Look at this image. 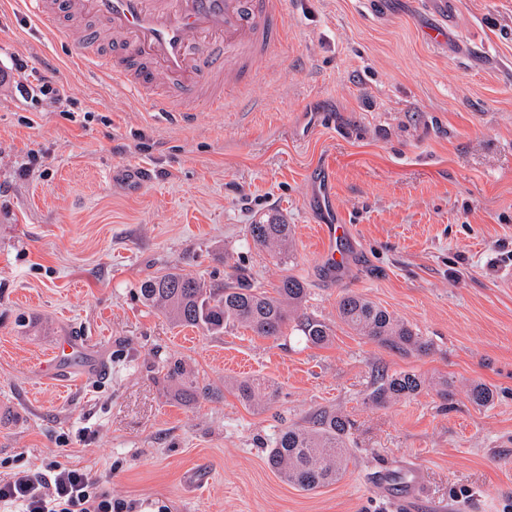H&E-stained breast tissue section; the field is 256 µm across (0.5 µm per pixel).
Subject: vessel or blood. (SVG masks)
Listing matches in <instances>:
<instances>
[{
	"label": "vessel or blood",
	"instance_id": "1",
	"mask_svg": "<svg viewBox=\"0 0 512 512\" xmlns=\"http://www.w3.org/2000/svg\"><path fill=\"white\" fill-rule=\"evenodd\" d=\"M39 27L79 16L89 29L79 68L118 90L149 97L159 116L188 119L198 103L223 107L240 83L256 81L257 60L283 37L278 0H23ZM328 266L343 265V224L324 227Z\"/></svg>",
	"mask_w": 512,
	"mask_h": 512
}]
</instances>
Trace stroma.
Wrapping results in <instances>:
<instances>
[{"label": "stroma", "instance_id": "stroma-1", "mask_svg": "<svg viewBox=\"0 0 512 512\" xmlns=\"http://www.w3.org/2000/svg\"><path fill=\"white\" fill-rule=\"evenodd\" d=\"M282 2L268 76L242 104L201 103L172 126L75 67L84 20L36 31L0 0V63L21 58L67 90L36 102L0 85V477L55 457L96 472L130 512H400L397 487L375 480L416 469L418 512H512V0ZM443 20L446 40L431 42ZM270 213L293 227L287 259L247 234ZM333 222L349 227L336 269L317 231ZM164 271L267 289L297 276L302 312L333 338L174 326L138 297ZM347 291L428 350L356 335L337 316ZM66 338L82 352L47 376ZM167 356L211 397L173 400ZM240 360L276 390L272 408L236 397ZM403 371L421 392L373 405L380 374ZM445 377L450 403L435 390ZM477 382L494 392L482 409L467 398ZM323 408L350 419L351 457L305 492L269 469L267 445Z\"/></svg>", "mask_w": 512, "mask_h": 512}]
</instances>
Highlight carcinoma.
I'll use <instances>...</instances> for the list:
<instances>
[{"instance_id": "1", "label": "carcinoma", "mask_w": 512, "mask_h": 512, "mask_svg": "<svg viewBox=\"0 0 512 512\" xmlns=\"http://www.w3.org/2000/svg\"><path fill=\"white\" fill-rule=\"evenodd\" d=\"M249 235L255 246L277 256H287L292 241V227L278 217L251 224ZM308 294L301 279L283 277L271 289L258 287L237 277L223 283L175 271L144 281L139 287L142 303L160 311L176 326H189L210 335H220L228 327L243 328L256 336L277 339L294 323L306 341L323 346L330 341L332 329L326 323L298 313ZM340 320L362 336L400 352H424L428 349L418 333L366 297L347 293L338 302ZM162 369L173 398L191 405L210 395L209 388L179 359L165 358ZM425 380L413 372L383 376L370 394L374 405L410 398L423 388ZM238 398L249 406L266 408L276 402V392L258 378L236 381ZM493 390L475 384L469 400L478 407L493 401ZM349 420L335 411H320L302 424L285 425L274 433L267 453V464L284 481L304 491L316 490L336 482L347 467L346 434Z\"/></svg>"}]
</instances>
